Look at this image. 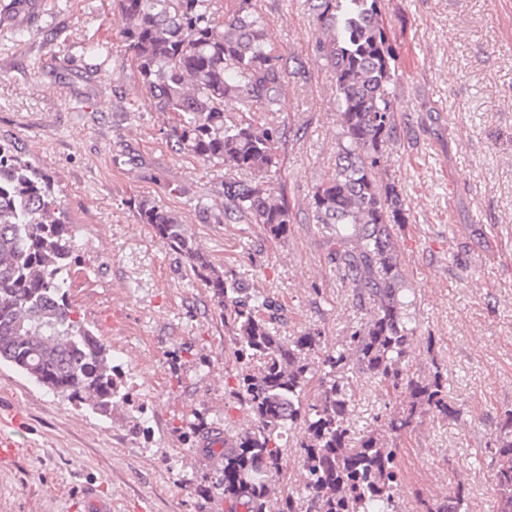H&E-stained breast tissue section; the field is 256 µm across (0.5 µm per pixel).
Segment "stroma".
Wrapping results in <instances>:
<instances>
[{"instance_id": "35a3bbf8", "label": "stroma", "mask_w": 512, "mask_h": 512, "mask_svg": "<svg viewBox=\"0 0 512 512\" xmlns=\"http://www.w3.org/2000/svg\"><path fill=\"white\" fill-rule=\"evenodd\" d=\"M288 77L266 120L288 130L278 186L287 238L224 221V168L172 147L142 94L112 0H46L31 24L0 23V138L51 176L76 234L70 296L122 372L127 401L105 419L0 363V421L22 413L23 448L0 462V512H85L91 490L112 512H226L218 458L198 423L228 435L248 423L232 395L240 366L224 310L133 201L175 214L216 270L275 300L282 338L321 333L335 352L366 322L314 223V186L336 169V88L312 48L308 0H256ZM397 36L399 141L383 157L408 214L396 226L416 332L404 360L448 378L457 417L422 414L397 440L402 512L443 500L456 482L467 512H493L490 451L512 410V0H384ZM106 46L100 60L88 43ZM206 198L207 212L193 202ZM368 378L351 406L380 430L398 408ZM295 439L270 473L272 498L302 488Z\"/></svg>"}]
</instances>
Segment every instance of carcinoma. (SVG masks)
I'll return each instance as SVG.
<instances>
[{"mask_svg": "<svg viewBox=\"0 0 512 512\" xmlns=\"http://www.w3.org/2000/svg\"><path fill=\"white\" fill-rule=\"evenodd\" d=\"M318 36L315 57L332 73L340 136L335 174L313 187L312 217L331 230V253L369 318L342 349L319 353L313 330L287 341L279 306L250 294L215 270L170 211L147 200L139 221L181 255L230 308L236 361L233 394L250 424L224 439V501L245 512H399L403 474L396 449L350 423L354 380L364 374L404 397L384 419L399 437L421 411L456 416L440 371L417 377L403 365L414 335L394 242L408 221L398 185L381 161L396 138L393 87L397 51L383 0H310ZM125 20L121 38L154 110L167 118L165 136L178 150L248 179H224V222L261 224L275 239L288 236L290 208L275 187L287 129L262 122L276 112L286 65L253 0H235L224 24L216 0H113ZM11 181L0 192V361L40 386L101 417L123 399L109 350L87 329L69 295L77 244L53 180L9 141L0 140ZM319 377L315 396L308 393ZM300 429L296 443L303 489L271 503L268 475L278 467L279 441ZM495 512H512V412L492 449ZM458 484L442 503L420 501L422 512H464Z\"/></svg>", "mask_w": 512, "mask_h": 512, "instance_id": "obj_1", "label": "carcinoma"}]
</instances>
